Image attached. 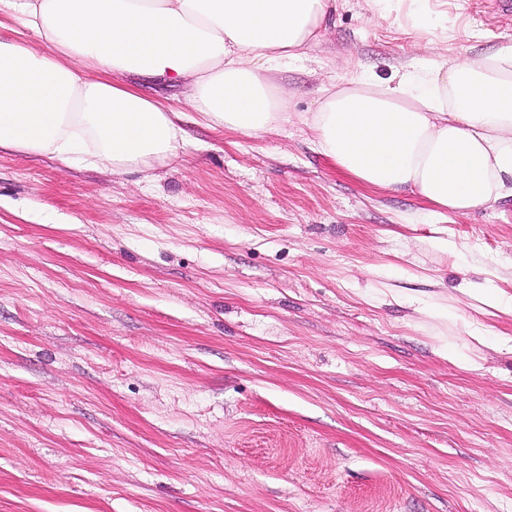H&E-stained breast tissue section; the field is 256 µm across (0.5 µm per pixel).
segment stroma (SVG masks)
Segmentation results:
<instances>
[{"mask_svg":"<svg viewBox=\"0 0 512 512\" xmlns=\"http://www.w3.org/2000/svg\"><path fill=\"white\" fill-rule=\"evenodd\" d=\"M367 0L277 83L512 42V12ZM130 173L0 148V512H512V198L463 216L369 190L295 121L187 119ZM489 344L478 342V335Z\"/></svg>","mask_w":512,"mask_h":512,"instance_id":"obj_1","label":"stroma"}]
</instances>
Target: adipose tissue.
<instances>
[{
    "label": "adipose tissue",
    "instance_id": "obj_1",
    "mask_svg": "<svg viewBox=\"0 0 512 512\" xmlns=\"http://www.w3.org/2000/svg\"><path fill=\"white\" fill-rule=\"evenodd\" d=\"M40 47L0 36V147L128 172L176 156L181 113L134 77L191 81L207 126L260 136L292 122L271 78L327 30L335 0H10ZM305 124L329 166L372 190L465 214L512 196V43L355 72Z\"/></svg>",
    "mask_w": 512,
    "mask_h": 512
}]
</instances>
